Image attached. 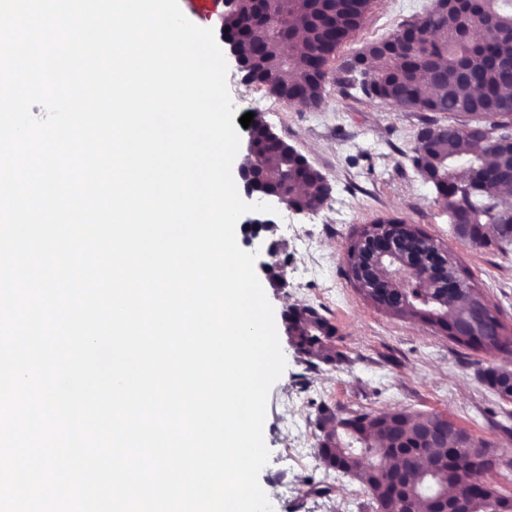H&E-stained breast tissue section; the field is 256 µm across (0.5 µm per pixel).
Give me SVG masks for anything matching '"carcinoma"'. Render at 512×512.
<instances>
[{"instance_id":"obj_1","label":"carcinoma","mask_w":512,"mask_h":512,"mask_svg":"<svg viewBox=\"0 0 512 512\" xmlns=\"http://www.w3.org/2000/svg\"><path fill=\"white\" fill-rule=\"evenodd\" d=\"M372 0H236L225 18L244 79L265 87L289 105L317 108L326 95L328 63L361 27ZM484 27L476 40L471 29ZM304 35V49L294 41ZM512 0H432L431 7L394 37L369 43L345 70L344 82L362 95L393 106L448 114L428 137L416 135L411 161L432 185L434 200L448 217L462 216L455 237L474 248L512 242V202L501 186L512 182ZM250 137L259 155L257 189L288 195L299 211H317L329 195L325 177L309 171L305 158L273 135L260 118ZM405 225L379 217L363 225L347 246V275L375 307L396 317L436 324L454 343L484 351H512V329L497 312L485 311L490 330L458 337L469 325L484 292L471 270L452 252L410 228L398 251L419 264L408 288L363 287L362 277L381 262L373 240L384 225ZM291 342L309 364L336 360L335 328L314 308L285 315ZM483 378L512 399V371L487 369ZM453 421L429 413H336L320 410L318 456L326 472H342L370 494L374 512H512V497L485 476V445L472 448L452 434Z\"/></svg>"}]
</instances>
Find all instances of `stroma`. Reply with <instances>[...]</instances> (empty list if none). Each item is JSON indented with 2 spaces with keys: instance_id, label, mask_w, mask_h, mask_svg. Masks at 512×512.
Listing matches in <instances>:
<instances>
[{
  "instance_id": "1",
  "label": "stroma",
  "mask_w": 512,
  "mask_h": 512,
  "mask_svg": "<svg viewBox=\"0 0 512 512\" xmlns=\"http://www.w3.org/2000/svg\"><path fill=\"white\" fill-rule=\"evenodd\" d=\"M431 0H375L360 31L329 66L321 107L290 106L266 89L246 84L224 43V16L208 25L228 63L237 115L253 112L326 178L330 193L316 212L278 205L275 234L260 233L252 247L255 270L267 280L284 261L287 288L267 289L279 319L286 368L273 385L264 424L270 460L260 473L273 512H371L370 495L350 476L325 475L317 455L319 406L356 412L402 410L442 413L488 444L500 458L487 479L512 494V400L499 396L482 370H512V354L458 346L418 320L392 317L365 301L345 275V251L356 227L396 216L450 247L472 271L492 309L512 327V246L472 248L451 234L448 214L409 159L417 131L442 114L401 109L346 92L343 66L375 40L396 35L422 17ZM291 306H310L336 329L338 358L312 368L291 344L281 321Z\"/></svg>"
}]
</instances>
